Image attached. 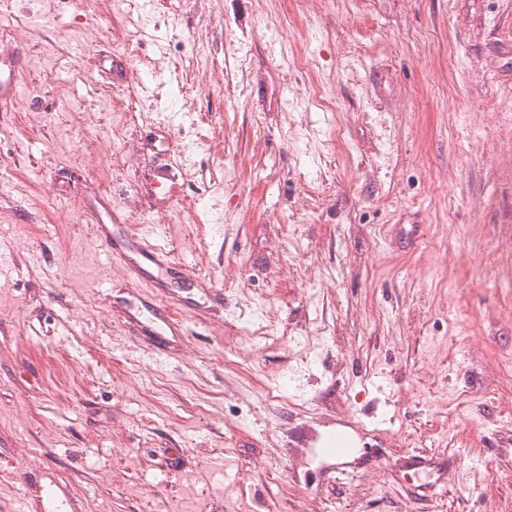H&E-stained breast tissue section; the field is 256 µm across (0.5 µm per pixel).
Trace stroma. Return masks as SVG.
<instances>
[{
  "mask_svg": "<svg viewBox=\"0 0 512 512\" xmlns=\"http://www.w3.org/2000/svg\"><path fill=\"white\" fill-rule=\"evenodd\" d=\"M140 4L11 0L0 512H512V0ZM87 181L189 276L171 354Z\"/></svg>",
  "mask_w": 512,
  "mask_h": 512,
  "instance_id": "35a3bbf8",
  "label": "stroma"
}]
</instances>
